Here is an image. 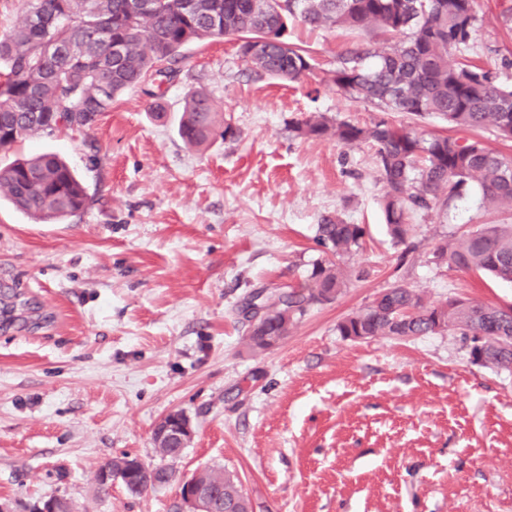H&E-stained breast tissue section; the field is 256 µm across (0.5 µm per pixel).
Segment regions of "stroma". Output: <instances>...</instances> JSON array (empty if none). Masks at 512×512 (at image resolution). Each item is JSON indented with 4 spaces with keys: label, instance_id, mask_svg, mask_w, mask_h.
Masks as SVG:
<instances>
[{
    "label": "stroma",
    "instance_id": "obj_1",
    "mask_svg": "<svg viewBox=\"0 0 512 512\" xmlns=\"http://www.w3.org/2000/svg\"><path fill=\"white\" fill-rule=\"evenodd\" d=\"M512 0H475L469 59L512 86ZM316 68L301 82L255 72L234 38L184 51L149 112L131 88L92 130L28 136L0 164L41 153L84 180L90 203L40 224L0 200V501L28 512L50 498L76 512H179L182 482L212 466L235 475L252 512H512V370L470 362L459 337L352 342L336 325L403 283L431 303L512 305V282L437 263L436 246L483 224H512L471 190L420 212L394 244L369 146L304 139L320 112L366 125L375 106L324 80L375 30L292 26ZM205 89L238 131L188 148L184 98ZM364 225L352 276L287 338L248 348L243 299L303 282L323 253L322 216ZM185 413L194 435L161 457L153 430ZM124 454L174 473L142 494L99 468Z\"/></svg>",
    "mask_w": 512,
    "mask_h": 512
}]
</instances>
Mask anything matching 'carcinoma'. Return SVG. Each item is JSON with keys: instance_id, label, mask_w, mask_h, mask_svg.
Here are the masks:
<instances>
[{"instance_id": "cac0c4a2", "label": "carcinoma", "mask_w": 512, "mask_h": 512, "mask_svg": "<svg viewBox=\"0 0 512 512\" xmlns=\"http://www.w3.org/2000/svg\"><path fill=\"white\" fill-rule=\"evenodd\" d=\"M138 11L130 0H25L23 18L0 38V150L30 135L92 129L128 88L150 81V95L178 75L173 64L191 42L219 36L236 38L238 53L254 70L298 81L315 68L304 47L284 38L288 24L379 30L396 42L362 44L340 57L331 82L344 94L383 112L422 117L437 114L457 129L491 127L512 140V89L497 85L491 72L460 56L470 44L477 17L474 0H271L256 12L254 0H198L195 14L185 0H152ZM222 28L217 30L212 17ZM270 39L258 52L252 41ZM123 54L112 56V43ZM303 138H333L345 146L368 144L382 184L381 204L393 241L403 243L415 212L444 210L476 185L482 204L512 210V155L475 140L443 135L428 138L384 118L370 125L337 122L321 113L297 120ZM177 134L200 147L216 136L238 132L204 90L188 94ZM0 196L43 223H58L84 210L88 196L80 178L58 156L43 153L0 166ZM365 227L339 216H324L316 241L329 258L318 260L304 283L275 295L255 291L244 310L265 308V320L250 323L248 346L267 350V337L283 340L290 326L314 304L333 301L351 271L345 258L361 246ZM434 257L452 269L488 272L512 281V224H486L436 246ZM339 335L416 336L450 333L467 341L479 337L489 357L486 367L512 369V353L502 354L500 337L512 336V315L500 307L450 298L431 304L416 291L395 284L363 309L337 323ZM172 471L156 466L143 476L140 494L170 481ZM213 492V512H251L236 479L222 468L196 473Z\"/></svg>"}]
</instances>
